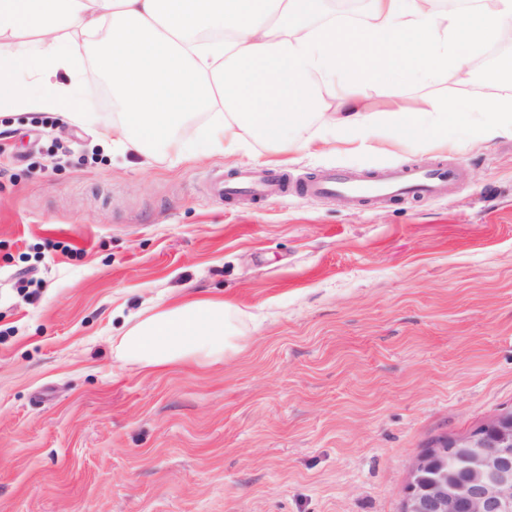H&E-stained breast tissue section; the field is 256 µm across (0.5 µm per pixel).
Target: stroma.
<instances>
[{
    "label": "stroma",
    "mask_w": 512,
    "mask_h": 512,
    "mask_svg": "<svg viewBox=\"0 0 512 512\" xmlns=\"http://www.w3.org/2000/svg\"><path fill=\"white\" fill-rule=\"evenodd\" d=\"M461 112L345 141L310 113L291 155L173 162L48 112L0 117V512H401L436 439L512 409V139ZM461 165L448 194L354 205L214 197L216 174ZM41 279L38 300L18 275ZM244 313L224 363L116 362L157 306Z\"/></svg>",
    "instance_id": "1"
}]
</instances>
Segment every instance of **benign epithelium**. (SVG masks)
Here are the masks:
<instances>
[{
  "label": "benign epithelium",
  "instance_id": "benign-epithelium-1",
  "mask_svg": "<svg viewBox=\"0 0 512 512\" xmlns=\"http://www.w3.org/2000/svg\"><path fill=\"white\" fill-rule=\"evenodd\" d=\"M403 512H512V410L420 455Z\"/></svg>",
  "mask_w": 512,
  "mask_h": 512
}]
</instances>
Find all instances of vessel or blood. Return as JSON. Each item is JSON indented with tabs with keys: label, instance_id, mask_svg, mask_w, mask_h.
Instances as JSON below:
<instances>
[{
	"label": "vessel or blood",
	"instance_id": "vessel-or-blood-1",
	"mask_svg": "<svg viewBox=\"0 0 512 512\" xmlns=\"http://www.w3.org/2000/svg\"><path fill=\"white\" fill-rule=\"evenodd\" d=\"M457 179V171L445 165H426L409 170H393L379 179L365 181L342 172H328L302 183H290L282 175L246 172L232 180L215 176L210 188L221 198L251 196L264 199L294 191L307 195H342L357 202L365 198L397 200L444 193Z\"/></svg>",
	"mask_w": 512,
	"mask_h": 512
}]
</instances>
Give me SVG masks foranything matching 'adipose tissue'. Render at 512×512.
Returning <instances> with one entry per match:
<instances>
[{
  "instance_id": "ef3b65f1",
  "label": "adipose tissue",
  "mask_w": 512,
  "mask_h": 512,
  "mask_svg": "<svg viewBox=\"0 0 512 512\" xmlns=\"http://www.w3.org/2000/svg\"><path fill=\"white\" fill-rule=\"evenodd\" d=\"M321 0H0V112H53L95 124L83 110L84 63L106 76L122 106L105 136L125 150L162 151L170 160L196 153L234 155L251 138L288 153L289 131L316 106L349 140L384 128L447 134L457 120L444 99L414 105L393 95L369 111L367 87L431 83L445 72L468 82L464 48L512 37V0L448 12L434 0H368L356 26L312 25ZM512 57L483 76L472 102L477 139L512 137ZM207 111L193 143L176 138ZM239 315L220 298H192L156 309L118 339L117 357L142 367L222 363L235 350Z\"/></svg>"
}]
</instances>
